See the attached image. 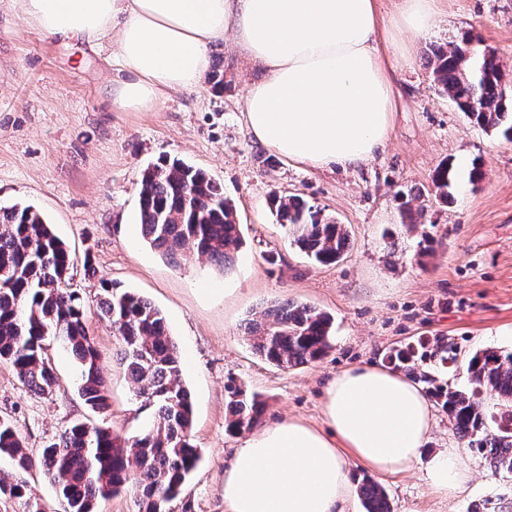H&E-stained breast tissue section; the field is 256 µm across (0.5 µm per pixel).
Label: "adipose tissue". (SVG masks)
Returning a JSON list of instances; mask_svg holds the SVG:
<instances>
[{"label": "adipose tissue", "mask_w": 512, "mask_h": 512, "mask_svg": "<svg viewBox=\"0 0 512 512\" xmlns=\"http://www.w3.org/2000/svg\"><path fill=\"white\" fill-rule=\"evenodd\" d=\"M47 36L118 57L113 106L147 110L201 85L225 36L266 79L247 89L244 122L281 158L357 167L388 141L396 91L377 0H12ZM440 0H398L397 23L429 38ZM325 428L288 419L263 427L224 467V512H345L349 463L381 474L423 465L438 493L470 478L459 448L423 449L433 407L410 377L353 366L328 383Z\"/></svg>", "instance_id": "obj_1"}]
</instances>
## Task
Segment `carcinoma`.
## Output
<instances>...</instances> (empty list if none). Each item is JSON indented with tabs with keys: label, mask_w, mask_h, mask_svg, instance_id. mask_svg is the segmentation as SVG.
I'll list each match as a JSON object with an SVG mask.
<instances>
[{
	"label": "carcinoma",
	"mask_w": 512,
	"mask_h": 512,
	"mask_svg": "<svg viewBox=\"0 0 512 512\" xmlns=\"http://www.w3.org/2000/svg\"><path fill=\"white\" fill-rule=\"evenodd\" d=\"M431 74L438 91L457 111L486 131L512 140V82L495 49L470 30L452 42L431 47ZM435 196L448 202L456 184L453 165L437 170ZM270 204L292 241L321 265L336 263L348 246L345 225L323 215L299 195L273 194ZM138 224L143 239L177 260L190 248L229 265L242 245L235 208L202 170L181 159L160 158L142 174ZM76 258L31 205H0V361L37 395H50L57 377L46 342L56 331L77 362L79 393L91 410L108 409L102 357L86 327L87 308L66 282ZM100 317L112 325L115 357L136 395L153 407L152 420L137 435L122 438L104 427L78 422L66 428L39 456L25 448L16 428L0 420V455L22 471L40 470L56 486L68 512H95L125 488L135 491L139 512H170L196 468L192 443L193 407L181 383L179 347L162 311L130 289L101 281ZM332 317L291 302L267 308L250 320L245 340L261 358L288 369L323 358L332 348ZM465 390L439 387L435 397L448 413L456 438L477 449L495 473L512 474V351L486 349L467 362ZM501 401L487 412L482 395ZM226 428L232 434L255 429L263 401L227 387ZM360 495L366 512H391L385 489L365 478ZM24 482L0 475V504L23 501L27 512H45L27 499Z\"/></svg>",
	"instance_id": "1"
}]
</instances>
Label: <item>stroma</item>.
<instances>
[{
	"label": "stroma",
	"mask_w": 512,
	"mask_h": 512,
	"mask_svg": "<svg viewBox=\"0 0 512 512\" xmlns=\"http://www.w3.org/2000/svg\"><path fill=\"white\" fill-rule=\"evenodd\" d=\"M440 9L432 37L395 35L398 96L383 151L355 169H317L281 159L249 134L246 88L265 72L232 39L211 54L213 68L224 72L223 89L205 81L171 92L154 110L132 112L113 107L105 92L119 60L44 35L0 0V204L34 206L78 258L71 285L90 309L87 326L110 400L104 413L84 405L75 361L56 344L47 354L59 387L47 397L0 362V420L17 428L30 453L76 421L130 437L150 417L113 357L111 324L94 311L104 279L159 307L182 352L201 458L173 512H224V464L242 441L226 430L227 385L261 396L262 425L293 418L319 426L327 383L355 364H385L394 347L417 346L414 380L458 389L467 385L464 364L473 353L512 351V142L457 112L434 87L428 64L432 45L470 29L497 49L512 75V0H441ZM164 156L205 170L232 201L242 245L230 269L193 254L174 263L142 241V173ZM476 160L483 177L473 186L467 173ZM446 162L460 179L442 203L433 177ZM274 192L299 194L345 225L349 247L336 264H315L289 240L269 204ZM408 192L428 206L414 226L404 222ZM84 257L92 270H84ZM204 285L212 294H201ZM287 299L329 314L334 336L323 359L281 369L253 352L241 325ZM450 347L461 362L452 371L440 363ZM466 457L472 479L446 497L417 468L374 475L355 464L351 476L374 475L392 512H470L478 503L512 512V476L492 472L475 451Z\"/></svg>",
	"instance_id": "35a3bbf8"
}]
</instances>
